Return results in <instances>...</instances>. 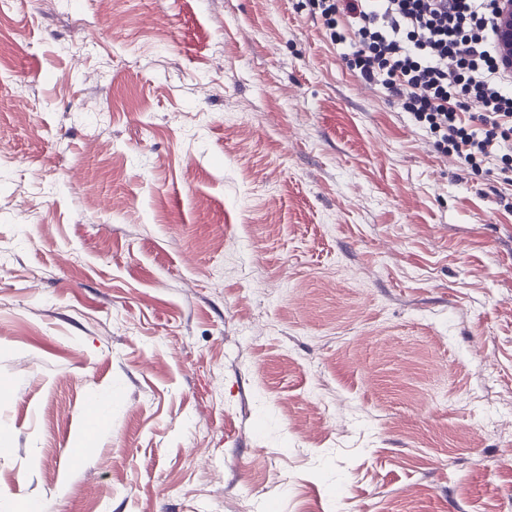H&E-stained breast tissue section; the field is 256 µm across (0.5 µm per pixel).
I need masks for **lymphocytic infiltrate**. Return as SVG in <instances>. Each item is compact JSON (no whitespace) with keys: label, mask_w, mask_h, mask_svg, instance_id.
I'll return each mask as SVG.
<instances>
[{"label":"lymphocytic infiltrate","mask_w":512,"mask_h":512,"mask_svg":"<svg viewBox=\"0 0 512 512\" xmlns=\"http://www.w3.org/2000/svg\"><path fill=\"white\" fill-rule=\"evenodd\" d=\"M501 0H308L346 64L381 84L438 152L480 172H512V64L496 45ZM479 111L470 112V103Z\"/></svg>","instance_id":"obj_1"}]
</instances>
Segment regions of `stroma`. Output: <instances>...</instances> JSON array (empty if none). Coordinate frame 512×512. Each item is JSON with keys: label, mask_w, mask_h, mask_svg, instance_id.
Instances as JSON below:
<instances>
[{"label": "stroma", "mask_w": 512, "mask_h": 512, "mask_svg": "<svg viewBox=\"0 0 512 512\" xmlns=\"http://www.w3.org/2000/svg\"><path fill=\"white\" fill-rule=\"evenodd\" d=\"M343 51L304 0L0 17V512H512V183Z\"/></svg>", "instance_id": "35a3bbf8"}]
</instances>
